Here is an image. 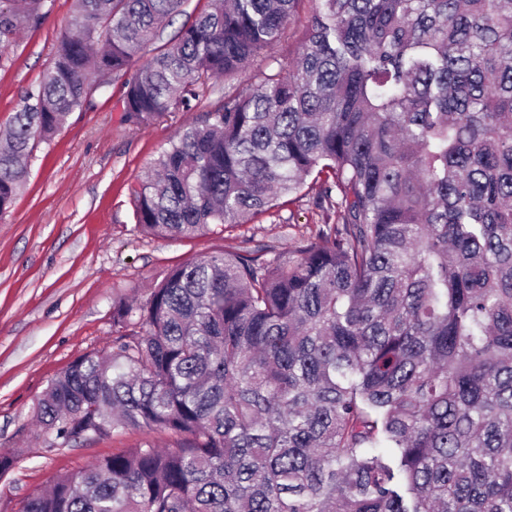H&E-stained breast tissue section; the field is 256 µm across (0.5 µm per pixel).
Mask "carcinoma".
<instances>
[{
	"mask_svg": "<svg viewBox=\"0 0 512 512\" xmlns=\"http://www.w3.org/2000/svg\"><path fill=\"white\" fill-rule=\"evenodd\" d=\"M74 0L0 139V216L35 141L136 68L123 121L189 111L275 45L300 0ZM291 65L177 132L136 228L191 239L308 178L342 224L212 252L112 303L107 354L37 404L51 446L164 432L60 475L23 512H512V0H319ZM53 0H0V55ZM205 0H188L184 6L185 12L181 15H176L172 17L169 22L166 23L165 28L162 33V37L160 40L149 47L146 52V56L152 55L153 49L155 47L163 45L165 42L170 39L173 34L182 26V24L187 20L188 16L193 12L198 11L203 7Z\"/></svg>",
	"mask_w": 512,
	"mask_h": 512,
	"instance_id": "1",
	"label": "carcinoma"
}]
</instances>
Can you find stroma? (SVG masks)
Masks as SVG:
<instances>
[{"mask_svg":"<svg viewBox=\"0 0 512 512\" xmlns=\"http://www.w3.org/2000/svg\"><path fill=\"white\" fill-rule=\"evenodd\" d=\"M319 0H302L270 56L251 61L231 84L210 88L200 105L150 125L122 120L125 76L107 78L88 105L69 115L50 142L38 144L29 177L10 211L0 216V454L19 461L0 476V512H21L25 500L58 475H75L96 459L150 441L174 445L165 433L137 430L49 446L38 436L39 396L71 362L112 348V302L145 288L165 270L225 249L266 246L283 252L339 223L320 186L307 183L296 202L223 234L183 240L147 236L134 221L132 189L179 129L194 125L227 91L248 92L270 59L295 57ZM73 0H54L45 21L25 30L0 55V125L37 86L71 29Z\"/></svg>","mask_w":512,"mask_h":512,"instance_id":"obj_1","label":"stroma"}]
</instances>
